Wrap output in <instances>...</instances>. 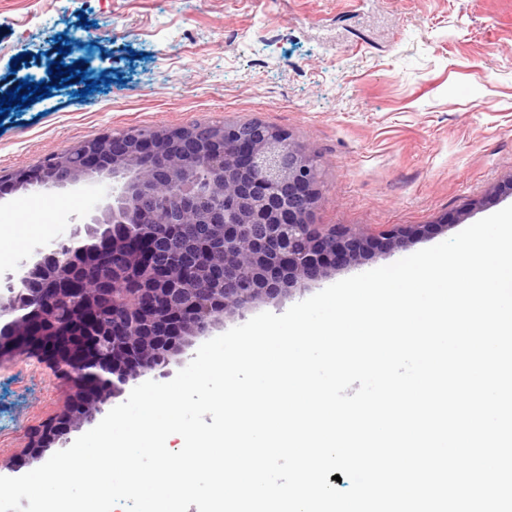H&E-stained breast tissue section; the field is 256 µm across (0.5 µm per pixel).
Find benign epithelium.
<instances>
[{"instance_id": "benign-epithelium-1", "label": "benign epithelium", "mask_w": 512, "mask_h": 512, "mask_svg": "<svg viewBox=\"0 0 512 512\" xmlns=\"http://www.w3.org/2000/svg\"><path fill=\"white\" fill-rule=\"evenodd\" d=\"M88 174L120 182L114 203L86 238L75 232L22 259L0 276V358L27 343V329L71 378L82 397L88 381L99 394L69 405L26 453L91 424L102 405L148 371L165 369L194 339L229 312L300 289L334 262L355 264L384 245L391 250L425 234L426 226L393 228L381 240L314 223L320 172L314 156L281 129L252 123L202 132L194 127L131 128L66 148L40 177L9 175L23 190L66 186ZM137 224L142 236H128ZM48 302L29 306L31 284ZM83 294L77 311L87 337L58 320L70 287Z\"/></svg>"}]
</instances>
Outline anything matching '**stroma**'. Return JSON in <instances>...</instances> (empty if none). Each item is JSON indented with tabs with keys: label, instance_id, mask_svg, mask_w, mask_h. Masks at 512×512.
<instances>
[{
	"label": "stroma",
	"instance_id": "obj_1",
	"mask_svg": "<svg viewBox=\"0 0 512 512\" xmlns=\"http://www.w3.org/2000/svg\"><path fill=\"white\" fill-rule=\"evenodd\" d=\"M62 40L70 65L109 84L83 97L55 84ZM22 80L53 91L0 118V176L133 127L259 121L315 155L322 227L378 239L428 225L406 250L372 251L227 314L221 334L512 205V0H0V95ZM111 201V181L94 176L0 192L17 240L0 248V273ZM73 391L39 349L0 360V461L15 475L36 469L31 437Z\"/></svg>",
	"mask_w": 512,
	"mask_h": 512
}]
</instances>
